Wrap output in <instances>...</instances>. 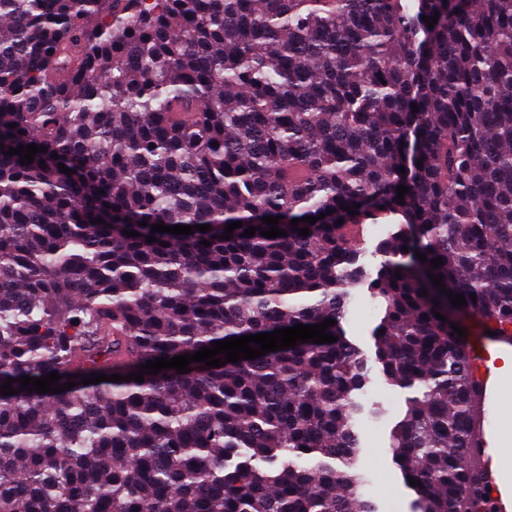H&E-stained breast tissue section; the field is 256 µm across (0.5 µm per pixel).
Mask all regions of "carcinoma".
Here are the masks:
<instances>
[{
  "label": "carcinoma",
  "mask_w": 512,
  "mask_h": 512,
  "mask_svg": "<svg viewBox=\"0 0 512 512\" xmlns=\"http://www.w3.org/2000/svg\"><path fill=\"white\" fill-rule=\"evenodd\" d=\"M369 224L394 225L374 272ZM364 287L415 391L413 512H496L451 324L512 336V0H0V512H375L342 329ZM326 319L333 343L81 384ZM52 371L76 386L20 389Z\"/></svg>",
  "instance_id": "1"
}]
</instances>
